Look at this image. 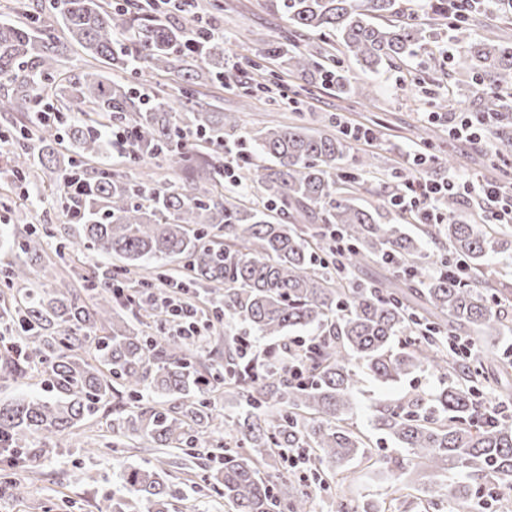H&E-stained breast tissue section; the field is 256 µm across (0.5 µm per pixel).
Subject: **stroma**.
I'll return each instance as SVG.
<instances>
[{
    "mask_svg": "<svg viewBox=\"0 0 512 512\" xmlns=\"http://www.w3.org/2000/svg\"><path fill=\"white\" fill-rule=\"evenodd\" d=\"M220 10H193L186 15L163 17L164 25L189 30L195 21H203L224 32L225 55L239 59V78L257 83L271 78L281 88L301 86L302 80L288 72L268 54L269 46L283 35L286 21L271 0H219ZM352 84L369 89L366 97L338 98L328 83H315L305 97L299 113L274 109L265 96L255 97L248 110H241L238 90L217 82L200 85L199 91L211 109L217 112H240L244 131L256 133L274 124L288 125L302 120L323 130L329 123L346 128L364 126L376 130L371 142L354 141L342 165L343 173L358 177L356 202L378 213L381 222L403 223L402 214L388 206L391 195L398 193L411 170L408 159L415 151L430 157L428 175L433 179L456 176L462 180H495L512 183V146L472 144L448 134V118L458 112L460 104H473V85L468 75L452 70L449 64L431 66L424 59L400 62L374 73L352 66ZM435 98L436 109H429L427 98ZM372 155V171H361L358 161ZM436 377L426 373L412 375L400 382L382 385L364 381L355 394L358 410L352 424L371 436L370 458L353 461L351 482L315 493L316 512H334L338 498L362 505L391 499L388 470L392 461L405 458L404 449L376 433L371 423L375 406L392 399L438 386ZM147 452H126L117 448L91 455L85 452L81 438L71 439L66 447L48 454L38 473L0 462V475L26 485L27 494L16 499L0 493V512H112L115 474L123 467L150 460ZM167 481L175 492L176 512H224L221 497L211 484L203 481L195 459L180 456L167 466ZM392 500V499H391Z\"/></svg>",
    "mask_w": 512,
    "mask_h": 512,
    "instance_id": "1",
    "label": "stroma"
}]
</instances>
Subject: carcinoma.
<instances>
[{"label":"carcinoma","mask_w":512,"mask_h":512,"mask_svg":"<svg viewBox=\"0 0 512 512\" xmlns=\"http://www.w3.org/2000/svg\"><path fill=\"white\" fill-rule=\"evenodd\" d=\"M288 21L269 49L288 70L336 83L339 93L366 96L343 75L344 63L376 72L425 54L422 24L411 0H275ZM18 20L0 22V112L19 119L9 131L8 165L0 179L12 186L0 196L6 209L41 211L58 203L68 224L58 237L44 228L10 239L0 322L15 333L18 352L0 353V375L15 382L41 366L48 395L0 402V450L29 467L112 405V442L89 453L136 443L157 453L189 449L207 461L203 478L222 491L227 512H311L313 486L327 485L350 462L371 453L351 427L359 369L396 383L428 372L442 383L434 396H402L374 410V427L408 451L391 470L397 489L432 471L422 490L434 504L455 500L473 507L492 475L512 477V416L485 396L482 363L452 351L448 338L480 342L512 331V282L492 268L493 253L512 251V225L477 233L456 219L460 197L439 204L441 224H381L340 193L336 169L349 150L347 134L275 124L241 139L271 165L251 162L236 183L256 189L262 206L224 194V136L237 135L240 117L213 112L188 96L177 115L168 99L149 94L143 69L175 71L182 88L224 77V40L209 33L187 38L148 18L147 6L124 0H49L34 10L14 5ZM453 38L461 51L454 66L471 73L480 101L477 116L493 134L509 128L512 44L493 34L471 37L474 12L459 2ZM317 33L310 51L296 38ZM103 63L74 72V53ZM234 84V78H226ZM125 129L130 167L160 159L171 169L192 162L183 131L205 137L207 186L179 179L160 186L153 176L132 175L102 162L112 127ZM55 178L34 190L41 172ZM320 215L319 224L288 223L290 212ZM442 250L428 264L424 245ZM115 255L118 267L76 264L89 255ZM390 265L401 284L356 276ZM43 279L48 288L34 287ZM144 295L174 284L190 300L224 316V363L206 364L191 343L163 335L166 316L125 304L115 290L131 284ZM313 329L300 370L288 367L285 345L256 356L250 337H280ZM237 395L242 412L235 444L224 445L216 393ZM312 459L304 477L264 471L288 462V452ZM217 461L212 466L210 462ZM461 469L467 481L451 489L435 478ZM112 512H170L174 492L159 466L137 465L116 474Z\"/></svg>","instance_id":"carcinoma-1"}]
</instances>
